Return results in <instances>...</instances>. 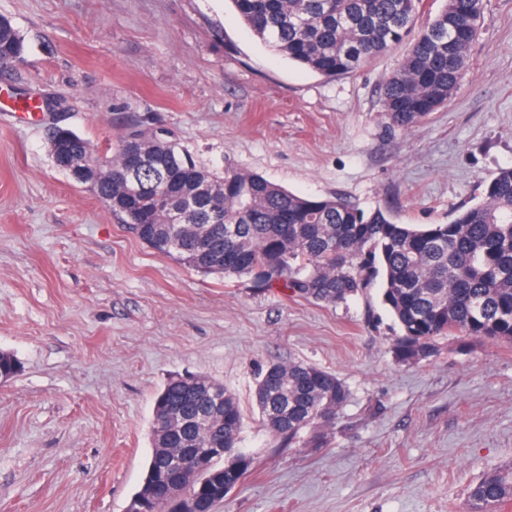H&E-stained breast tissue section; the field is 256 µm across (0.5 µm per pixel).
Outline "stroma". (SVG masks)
<instances>
[{"label": "stroma", "mask_w": 512, "mask_h": 512, "mask_svg": "<svg viewBox=\"0 0 512 512\" xmlns=\"http://www.w3.org/2000/svg\"><path fill=\"white\" fill-rule=\"evenodd\" d=\"M23 38L0 68V512H127L156 394L202 375L235 395L252 460L219 512H465L512 465V343L442 338L401 363L379 285L326 304L160 254L57 170L55 118L98 149L163 129L231 165L400 224H445L512 166V0H487L448 103L391 128L380 88L408 43L323 78L253 35L230 0H0ZM306 362L350 397L320 448L262 425L258 372Z\"/></svg>", "instance_id": "1"}]
</instances>
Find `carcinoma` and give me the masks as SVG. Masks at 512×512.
Returning a JSON list of instances; mask_svg holds the SVG:
<instances>
[{
  "label": "carcinoma",
  "instance_id": "1",
  "mask_svg": "<svg viewBox=\"0 0 512 512\" xmlns=\"http://www.w3.org/2000/svg\"><path fill=\"white\" fill-rule=\"evenodd\" d=\"M251 32L266 46L325 78L353 72L412 37V44L381 87L383 111L392 126L409 130L455 92L480 33L486 0H444L434 18L415 28L423 0H231ZM23 42L6 18L0 19V57L19 62ZM136 137V146L154 158L138 172L140 189L130 191L117 177L101 172L94 195L153 250L169 254L204 273L224 278L248 276L259 287L280 284L302 297L338 303L365 292L382 279V303L401 334L393 344L397 361L433 355L447 336L512 342V167L485 181L478 203L456 211L447 224L418 228L398 224L386 212H366L339 198L293 194L258 174L235 167L218 173L191 158L157 130L134 126L118 143ZM58 170L93 150L71 130ZM197 206L181 224L167 211L184 196ZM224 207V228L208 223V208ZM19 370L13 353H0V379ZM350 396L336 375L302 362L272 363L256 380L255 402L264 427L288 446H320L324 429ZM168 410L196 419L209 412L204 398L171 379L154 404L152 455L136 497L153 510V485L173 480L162 467V452L200 448L218 438L224 447L240 442L243 414L233 394L224 392L222 413L209 429L172 432L163 425ZM311 435H304L305 430ZM251 466L214 459L190 460L186 473L205 470L195 481L199 512H218L224 497ZM512 502V466L495 469L470 489L467 512H500Z\"/></svg>",
  "mask_w": 512,
  "mask_h": 512
}]
</instances>
